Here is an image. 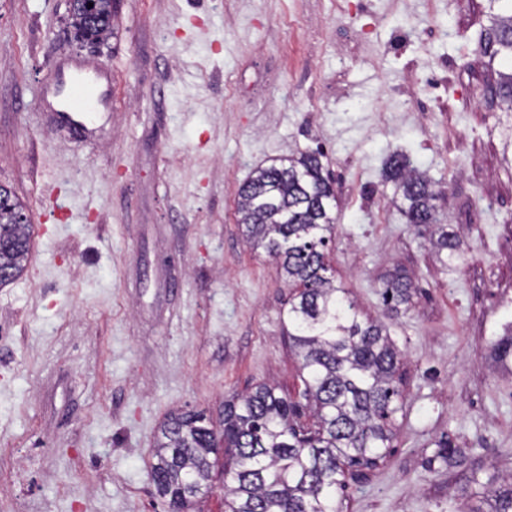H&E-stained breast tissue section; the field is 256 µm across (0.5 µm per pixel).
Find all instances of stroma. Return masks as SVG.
<instances>
[{
	"label": "stroma",
	"mask_w": 512,
	"mask_h": 512,
	"mask_svg": "<svg viewBox=\"0 0 512 512\" xmlns=\"http://www.w3.org/2000/svg\"><path fill=\"white\" fill-rule=\"evenodd\" d=\"M68 0H0V185L26 206L24 274L0 288V512H170L150 475L171 412L224 429L255 385L309 414L292 291L235 218L252 169L314 152L335 182L330 261L402 352L386 457L343 512H475L512 474V112L481 45L489 0H116L80 46ZM112 77L96 133L53 121L55 76ZM406 152L444 189L441 263L380 179ZM411 299L385 313L383 277ZM450 440L461 458L435 460Z\"/></svg>",
	"instance_id": "stroma-1"
}]
</instances>
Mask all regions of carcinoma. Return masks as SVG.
<instances>
[{
  "label": "carcinoma",
  "mask_w": 512,
  "mask_h": 512,
  "mask_svg": "<svg viewBox=\"0 0 512 512\" xmlns=\"http://www.w3.org/2000/svg\"><path fill=\"white\" fill-rule=\"evenodd\" d=\"M490 15L493 35L485 53L512 66V0ZM114 0H71L74 38L102 44L113 33ZM498 87L512 112V71L498 72ZM383 182L401 197L407 223L431 228L437 257L453 259L458 244L437 223L435 184L395 151L383 161ZM333 181L319 156L301 152L254 168L236 202L247 242L275 258L288 286L296 289L287 312L288 342L301 360L304 394L320 419L312 437L297 436L296 409L262 383L224 402V433L217 437L201 413L170 414L156 439L151 471L158 493L184 510L210 489V455L224 445L231 456L224 487L226 512H340L337 495L346 474L386 454L395 436L393 416L401 409L396 387L400 352L384 325L361 315L344 288L327 276L326 246L336 218ZM24 206L0 186V288L24 272L32 225ZM410 278L397 272L386 282L390 310L410 298ZM487 508L512 512V477L486 491Z\"/></svg>",
  "instance_id": "1"
}]
</instances>
